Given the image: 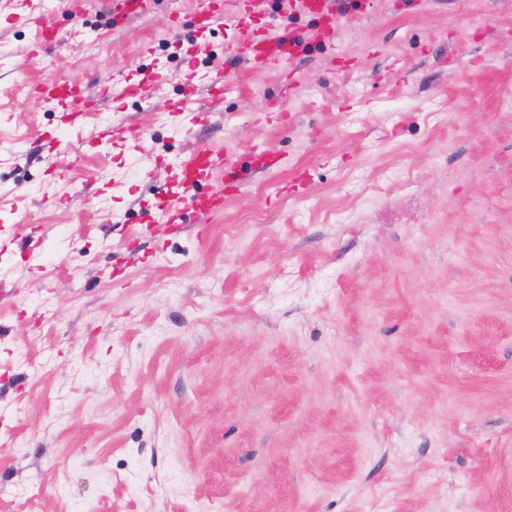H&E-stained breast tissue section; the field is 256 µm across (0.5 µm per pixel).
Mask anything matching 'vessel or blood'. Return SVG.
I'll return each mask as SVG.
<instances>
[{
  "mask_svg": "<svg viewBox=\"0 0 512 512\" xmlns=\"http://www.w3.org/2000/svg\"><path fill=\"white\" fill-rule=\"evenodd\" d=\"M238 37L235 41L237 57L256 63L294 62L303 53L304 38L297 32L288 31L282 35H274L267 29H255L252 25V13L249 8L251 0H239ZM293 8L319 19L318 40H328L336 34V5L334 0H290ZM224 19V0H205L202 8L193 16L196 28L206 29L219 24ZM156 72H145L136 82L116 81L104 84V97L113 100H141L148 90L160 81ZM38 101L48 104L53 111L64 112L69 116L70 123H77L82 115L81 88L61 76L47 75L34 87ZM224 170L223 152L209 147L197 149L188 154L177 165L174 172V184L177 196L171 197L163 216L174 219L178 211V196L182 193L192 194L198 208L217 213L223 207L222 192L211 191L198 193L200 184L212 181L217 173Z\"/></svg>",
  "mask_w": 512,
  "mask_h": 512,
  "instance_id": "obj_1",
  "label": "vessel or blood"
}]
</instances>
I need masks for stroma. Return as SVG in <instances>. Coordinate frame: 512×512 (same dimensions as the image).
I'll use <instances>...</instances> for the list:
<instances>
[{
    "mask_svg": "<svg viewBox=\"0 0 512 512\" xmlns=\"http://www.w3.org/2000/svg\"><path fill=\"white\" fill-rule=\"evenodd\" d=\"M80 2L0 0V512H512V0H358L286 67L229 53L237 0ZM179 40L234 72L191 128ZM50 74L93 102L65 130ZM201 145L240 180L176 232ZM224 19V1L207 0L204 6L197 10L193 16V23L197 29L212 28ZM161 75L157 72H145L138 82L114 81L103 86L104 97L118 100H143L148 90L160 81ZM224 171V154L209 147L197 149L188 154L177 165L174 172V184L177 188L165 208H160L162 215L167 217L168 223L175 222V214L178 211L179 195L191 193L198 208L217 213L223 207V190L199 194L198 186L205 182H211L217 173Z\"/></svg>",
    "mask_w": 512,
    "mask_h": 512,
    "instance_id": "stroma-1",
    "label": "stroma"
}]
</instances>
